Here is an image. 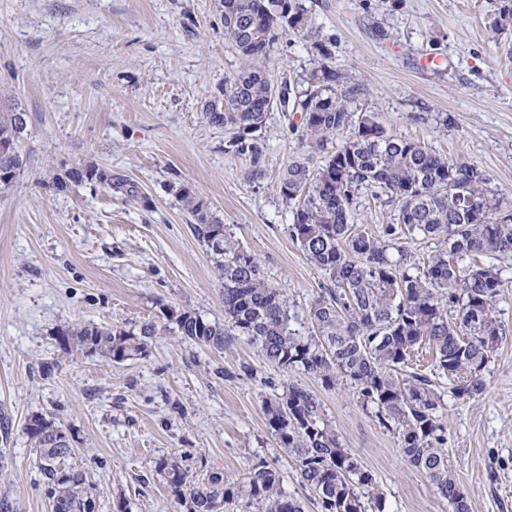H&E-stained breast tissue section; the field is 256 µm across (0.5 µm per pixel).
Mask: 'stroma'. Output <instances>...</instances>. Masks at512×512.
I'll return each instance as SVG.
<instances>
[{
  "label": "stroma",
  "mask_w": 512,
  "mask_h": 512,
  "mask_svg": "<svg viewBox=\"0 0 512 512\" xmlns=\"http://www.w3.org/2000/svg\"><path fill=\"white\" fill-rule=\"evenodd\" d=\"M265 71L277 90L327 64L353 77L358 111L454 162L478 164L512 200V30L494 23L512 0H299ZM244 61L218 0H0V112L26 113L27 167L0 189V498L52 512L51 486L26 426L42 415L69 436L65 465L97 490V512H178L154 468L191 453L244 479L266 459L305 512H318L295 463L267 427L265 396L294 381L319 393L346 447L376 475L389 512H448L353 389L322 391L279 372L245 341L224 351L164 332L120 364L63 350L72 326L127 331L162 309L224 320L222 281L178 195L191 188L297 309L323 276L289 239L278 184L289 162L322 164L300 140L290 104L271 110L259 157L232 152L207 105ZM98 178L69 184L72 168ZM397 202L358 194L369 231L395 223ZM251 378H235L240 363ZM53 365L44 375V365ZM479 400L445 398L448 463L471 512H512V326Z\"/></svg>",
  "instance_id": "1"
}]
</instances>
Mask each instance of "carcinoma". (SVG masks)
Segmentation results:
<instances>
[{"label": "carcinoma", "instance_id": "obj_1", "mask_svg": "<svg viewBox=\"0 0 512 512\" xmlns=\"http://www.w3.org/2000/svg\"><path fill=\"white\" fill-rule=\"evenodd\" d=\"M220 7L225 34L249 65L225 82L224 99L209 104L205 116L234 130L228 148L256 156L261 143L255 132L277 98L258 63L269 58L285 27L302 21V9L296 0H220ZM353 93L323 64L291 98L303 139L327 151L317 167L307 160L289 163L279 183L292 209L285 231L326 279L316 300L297 309L204 200L183 187L180 199L197 220L193 233L217 259L224 324L188 310L168 309L164 317L187 342L222 351L240 338L282 373L311 376L328 391L353 389L450 512H470L468 494L448 465L450 437L437 387L447 378L452 398L463 401L484 392L485 372L505 335L496 305L512 282L504 277L512 270V201L490 189L477 164L450 162L394 133L376 113L351 109ZM25 128V113H0V188L25 167L17 148ZM345 130L348 138L329 146ZM363 187L400 203L397 223L377 235L352 220ZM418 240L434 245L424 261L409 249ZM159 333L157 322L146 320L135 332L88 325L60 336L68 351L119 363L143 353ZM426 348L432 351L428 373L411 367ZM264 412L320 512H387L375 476L345 447L313 391L292 382L265 400ZM58 432L41 416L27 426L53 497L66 501L68 512H95L96 488L83 472L62 467L73 448L57 442ZM196 464L193 470L177 457L156 463L184 512H224L240 499L253 512H302L283 489L280 472L264 459L243 481L211 470L200 476L203 460Z\"/></svg>", "mask_w": 512, "mask_h": 512}]
</instances>
